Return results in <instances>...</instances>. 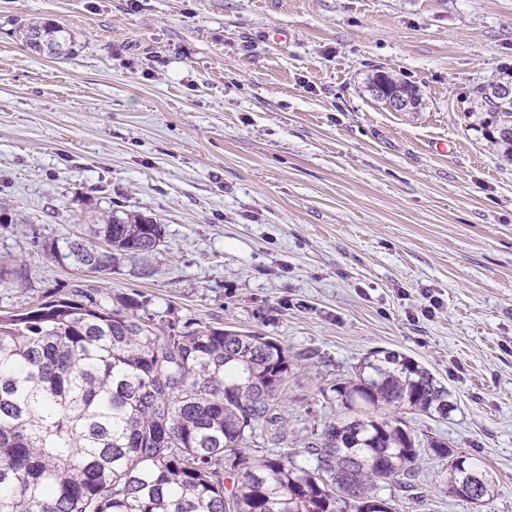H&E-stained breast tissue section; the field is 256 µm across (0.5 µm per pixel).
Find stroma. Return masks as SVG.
<instances>
[{
	"label": "stroma",
	"instance_id": "stroma-1",
	"mask_svg": "<svg viewBox=\"0 0 512 512\" xmlns=\"http://www.w3.org/2000/svg\"><path fill=\"white\" fill-rule=\"evenodd\" d=\"M32 21L72 53L31 50ZM378 72L419 106L375 100ZM510 77L512 0H0V312L97 285L273 337L286 425L254 456L302 458L363 359L403 353L454 405L405 413L414 436L496 489L462 500L424 455L398 512H512V164L473 116ZM115 210L162 224L159 250L102 280L43 249ZM370 91L373 97L381 103H384L383 98L388 96H405L411 102V108L415 107L419 101V93L416 86L404 81L395 79L394 77L377 73L370 79ZM405 98H395L389 100L388 106L392 109L404 110L409 106V101Z\"/></svg>",
	"mask_w": 512,
	"mask_h": 512
}]
</instances>
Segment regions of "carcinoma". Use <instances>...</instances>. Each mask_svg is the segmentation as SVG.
Here are the masks:
<instances>
[{"label":"carcinoma","instance_id":"cac0c4a2","mask_svg":"<svg viewBox=\"0 0 512 512\" xmlns=\"http://www.w3.org/2000/svg\"><path fill=\"white\" fill-rule=\"evenodd\" d=\"M37 53H70L71 34L32 23ZM477 88L482 135L512 163V100ZM370 91L419 101L416 86L378 73ZM162 225L108 213L88 234L45 251L100 278L156 252ZM133 296L75 288L33 309L0 314V512H396L384 491L413 487L421 448L403 410L448 416V389L413 358L376 350L336 388L344 416L305 445L308 461L244 451L246 432L277 427L274 400L288 351L259 332L157 324ZM445 469L456 497L471 472L494 490L483 461ZM234 475L224 487V468Z\"/></svg>","mask_w":512,"mask_h":512}]
</instances>
